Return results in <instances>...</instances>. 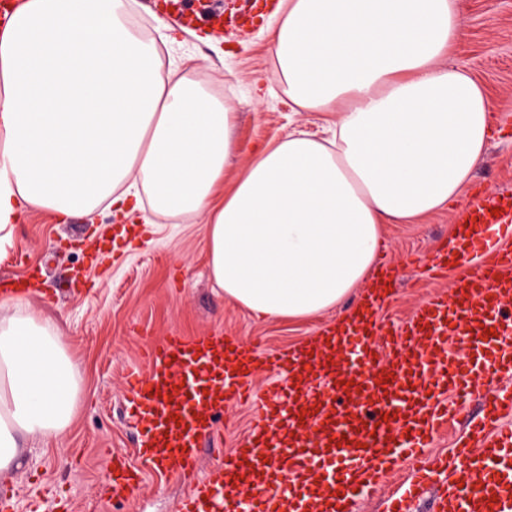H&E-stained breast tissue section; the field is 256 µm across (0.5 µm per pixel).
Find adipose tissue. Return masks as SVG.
Wrapping results in <instances>:
<instances>
[{
  "instance_id": "ef3b65f1",
  "label": "adipose tissue",
  "mask_w": 512,
  "mask_h": 512,
  "mask_svg": "<svg viewBox=\"0 0 512 512\" xmlns=\"http://www.w3.org/2000/svg\"><path fill=\"white\" fill-rule=\"evenodd\" d=\"M125 0H24L0 27V246L23 209L61 220L100 207L204 226L227 301L259 318L312 319L363 285L387 224L455 205L482 163L495 100L443 63L456 0H278L274 79L332 140L299 131L254 152L223 191L235 115L160 67ZM142 185V193L132 185ZM80 373L55 323L0 299V474L22 443L60 439Z\"/></svg>"
}]
</instances>
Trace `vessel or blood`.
Segmentation results:
<instances>
[{"label": "vessel or blood", "instance_id": "b4317fda", "mask_svg": "<svg viewBox=\"0 0 512 512\" xmlns=\"http://www.w3.org/2000/svg\"><path fill=\"white\" fill-rule=\"evenodd\" d=\"M458 223L454 250L426 258L436 279L459 268L453 295L429 293L398 329L380 316L396 285L383 261L351 322L298 348L176 333L151 346L149 372L129 375L125 400L145 463L194 473L216 413L255 401L247 438L195 480L179 512H313L318 487L324 512H348L360 485L416 458L486 377L512 373V196L483 193ZM460 340L473 357L451 352ZM261 371L278 381L259 395ZM509 415L512 391L487 392L480 425L455 450L445 512H512ZM110 463L113 494L137 489V471Z\"/></svg>", "mask_w": 512, "mask_h": 512}]
</instances>
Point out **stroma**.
Here are the masks:
<instances>
[{
  "instance_id": "1",
  "label": "stroma",
  "mask_w": 512,
  "mask_h": 512,
  "mask_svg": "<svg viewBox=\"0 0 512 512\" xmlns=\"http://www.w3.org/2000/svg\"><path fill=\"white\" fill-rule=\"evenodd\" d=\"M271 2L259 0L258 20L244 29L207 40L186 31L180 43L164 46L160 57L164 70L201 83L235 112L233 137L239 149L225 166L228 188L243 172L251 150L293 131L327 135L322 113L296 111L274 83V59L262 30ZM459 7L463 34L445 63L470 70L497 103L495 121L512 125V0H459ZM480 188L512 195V134H490L465 200ZM457 215L452 208L417 224L387 225L380 251L398 271V286L382 311L388 325H401L429 292L452 293L453 279H429L423 259L447 244ZM116 224L108 211L91 222L61 223L47 212L27 210L9 244L0 249V280L21 279L28 266L41 267L37 292L25 301L56 323L62 343L82 365L78 407L60 442L26 445L18 467L0 475V498L15 503V512H28L29 501L36 498L51 512L60 496L72 500L74 512H178L189 481L144 465L138 436L124 420L127 374L145 370L147 344L173 332L220 334L257 342L266 352L287 351L335 325L361 297L353 292L338 308L310 320L259 319L226 301L212 281L202 225L156 214L151 223L131 224L132 234L122 246L91 258L88 244ZM480 403L477 395L466 402L446 433L425 449L424 460L451 457ZM252 420L249 403L225 406L214 438L200 450V471L235 448ZM113 453L143 473L141 485L126 499L113 498L109 491ZM412 477L405 467L383 473L350 502V512H390L391 500Z\"/></svg>"
}]
</instances>
